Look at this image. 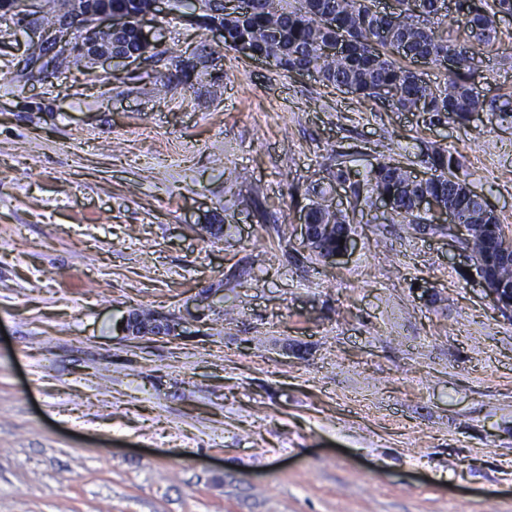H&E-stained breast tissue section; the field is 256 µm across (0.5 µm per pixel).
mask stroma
<instances>
[{
	"label": "stroma",
	"mask_w": 512,
	"mask_h": 512,
	"mask_svg": "<svg viewBox=\"0 0 512 512\" xmlns=\"http://www.w3.org/2000/svg\"><path fill=\"white\" fill-rule=\"evenodd\" d=\"M56 8L0 18V512H512V311L459 238L334 178L445 148L512 237V16L457 123L174 15L155 55L31 74ZM315 187L352 217L333 263ZM135 308L184 334L129 338ZM318 194L316 199L311 200V204H309V218L311 220V224H309V220L307 218L308 209H306L303 215V224L300 225L301 231L304 241L308 247L312 251H315V248L321 242L323 235L327 233L331 226L326 224H334L330 233L324 238V246L328 251L323 250L320 256L325 260L332 261L345 255L351 246V225H349L351 224V218L348 212L336 209V202L334 199L326 201L322 191ZM325 201L331 210L336 211L329 210L328 206L324 204ZM336 224H341V226H338L336 229ZM336 231L337 234L344 239V245H342L341 248H339L341 246V238L336 234Z\"/></svg>",
	"instance_id": "1"
}]
</instances>
